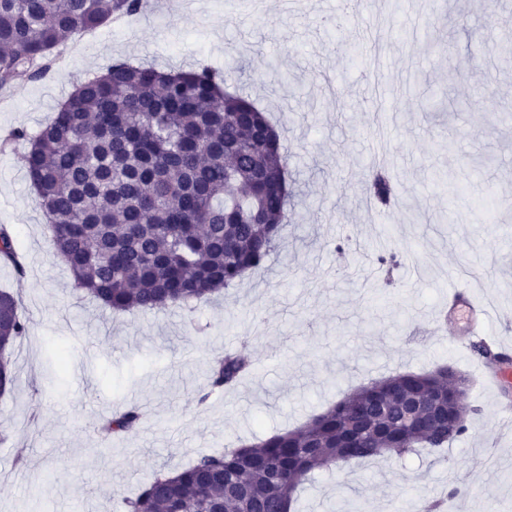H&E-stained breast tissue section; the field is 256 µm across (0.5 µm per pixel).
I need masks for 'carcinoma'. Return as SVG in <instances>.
I'll use <instances>...</instances> for the list:
<instances>
[{"label":"carcinoma","instance_id":"cac0c4a2","mask_svg":"<svg viewBox=\"0 0 512 512\" xmlns=\"http://www.w3.org/2000/svg\"><path fill=\"white\" fill-rule=\"evenodd\" d=\"M142 0H0V89L45 75L73 34L132 16ZM235 68L163 70L118 61L79 83L28 145V179L51 226L55 255L76 288L115 311L201 303L277 249L288 223V157L281 135L249 96L226 90ZM373 197L389 201L390 178ZM0 262L25 274L11 233L0 227ZM20 298L0 290V395L15 382L12 351L29 332ZM240 352L217 358L210 390L231 388L251 370ZM447 382L404 372L360 388L305 426L257 444L205 454L169 478L156 475L125 512H291L316 468L420 448L443 449L466 431L468 401L448 407ZM436 411L429 431L409 423ZM142 420L129 407L102 431L125 434Z\"/></svg>","mask_w":512,"mask_h":512}]
</instances>
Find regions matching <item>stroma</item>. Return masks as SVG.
<instances>
[{"label":"stroma","instance_id":"stroma-1","mask_svg":"<svg viewBox=\"0 0 512 512\" xmlns=\"http://www.w3.org/2000/svg\"><path fill=\"white\" fill-rule=\"evenodd\" d=\"M322 0H153L122 27L80 32L42 79L0 91V226L27 274L0 289L29 321L16 381L0 396V512H117L155 473L302 427L357 388L450 366L470 380L465 434L440 453L316 471L298 512H512V428L478 365L476 340L437 329L448 292L470 290L512 356V0H374L368 53ZM246 64L231 81L269 114L288 155L290 221L265 266L195 308L115 313L77 290L25 171L18 128L36 131L84 78L128 60L164 69ZM396 187L375 205L367 173ZM395 255L393 268L380 256ZM252 369L214 391L225 351ZM92 362L89 378L76 374ZM150 411L105 441L128 407Z\"/></svg>","mask_w":512,"mask_h":512}]
</instances>
